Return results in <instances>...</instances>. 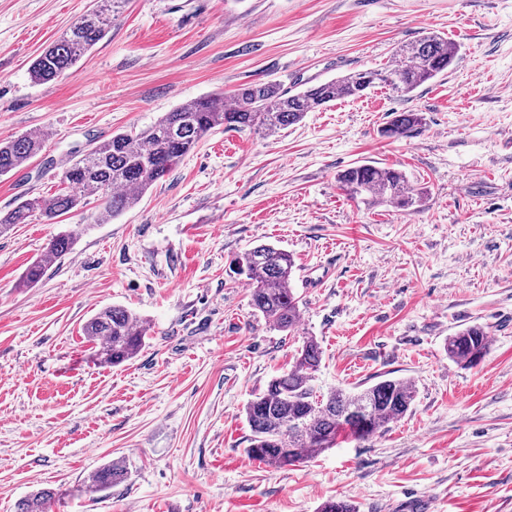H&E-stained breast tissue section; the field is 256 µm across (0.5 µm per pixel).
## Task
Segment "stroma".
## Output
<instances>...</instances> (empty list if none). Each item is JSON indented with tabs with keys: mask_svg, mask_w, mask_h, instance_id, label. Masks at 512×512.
<instances>
[{
	"mask_svg": "<svg viewBox=\"0 0 512 512\" xmlns=\"http://www.w3.org/2000/svg\"><path fill=\"white\" fill-rule=\"evenodd\" d=\"M90 5L0 0V140L48 136L0 177V209L51 197L79 151L187 100L377 70L429 32L460 52L409 99L379 85L272 136L215 130L109 223L92 197L0 234V512L41 487L57 492L50 512H318L331 498L512 512V0H128L74 74L34 83L32 61ZM408 110L424 125L382 136ZM363 162L405 173L420 207L350 199L337 176ZM81 224L72 252L23 287L51 237ZM261 242L296 262L288 332L231 271ZM110 305L150 324L118 366L95 362L82 333ZM474 324L489 350L457 364L448 338ZM308 337L321 391L400 378L414 402L380 434L270 467L246 454L243 410ZM112 461L127 480L82 494Z\"/></svg>",
	"mask_w": 512,
	"mask_h": 512,
	"instance_id": "1",
	"label": "stroma"
}]
</instances>
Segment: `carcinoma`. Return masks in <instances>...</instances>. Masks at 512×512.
<instances>
[{
  "instance_id": "obj_1",
  "label": "carcinoma",
  "mask_w": 512,
  "mask_h": 512,
  "mask_svg": "<svg viewBox=\"0 0 512 512\" xmlns=\"http://www.w3.org/2000/svg\"><path fill=\"white\" fill-rule=\"evenodd\" d=\"M125 0H95V6L76 20L32 63L31 76L39 84L74 73L77 63L105 36L112 16ZM459 54L448 38L430 32L396 48L391 64L381 70L349 73L289 94L276 83H247L231 94H213L183 103L138 132H120L95 143L75 157L60 175L64 191L43 200H24L0 210V234L15 224H26L39 213L52 224L90 197L103 199L95 223L104 224L132 209L157 181L167 176L209 133L224 127L274 135L304 119L306 113L340 98H357L377 85L406 96L448 71ZM424 121L420 112H394L382 129L387 138L409 135ZM48 135L21 134L0 142V177L23 168L43 149ZM343 190L367 205L390 204L407 210L422 196L408 188L399 170L362 163L338 175ZM78 232L53 237L43 254L26 269L23 285L38 283L48 264L68 254ZM295 261L289 252L260 243L236 259L235 273L252 282L251 306L271 326L286 331L299 318L298 297L292 288ZM149 324L119 305L97 311L82 327L95 344V361L116 366L131 360L144 344ZM489 349L488 334L469 326L448 338V358L476 365ZM321 364L318 342L303 340L288 372L273 377L266 389L247 402L245 419L251 431L246 453L273 467L301 463L334 448L343 431L364 440L401 419L414 401L412 384L395 379L380 381L360 391L335 388L317 393L314 381ZM118 461L93 471L82 485L85 494L105 492L127 480ZM56 493L37 489L16 503V512H48Z\"/></svg>"
}]
</instances>
